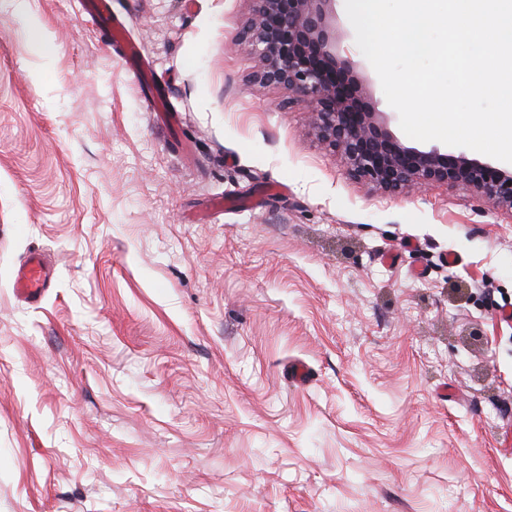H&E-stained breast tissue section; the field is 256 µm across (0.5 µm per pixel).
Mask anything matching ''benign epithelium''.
<instances>
[{
    "mask_svg": "<svg viewBox=\"0 0 512 512\" xmlns=\"http://www.w3.org/2000/svg\"><path fill=\"white\" fill-rule=\"evenodd\" d=\"M236 40L257 58L255 77L288 87L312 107L318 141L341 155L349 175L382 192L463 186L512 216V166L461 149L401 141L389 119L363 97V82L336 60V0H253Z\"/></svg>",
    "mask_w": 512,
    "mask_h": 512,
    "instance_id": "7a95c632",
    "label": "benign epithelium"
}]
</instances>
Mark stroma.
<instances>
[{"mask_svg": "<svg viewBox=\"0 0 512 512\" xmlns=\"http://www.w3.org/2000/svg\"><path fill=\"white\" fill-rule=\"evenodd\" d=\"M84 2L0 0V512H512V217L351 178L251 0ZM49 273L39 254L33 253L12 280L15 294L30 303L40 301L48 288Z\"/></svg>", "mask_w": 512, "mask_h": 512, "instance_id": "1", "label": "stroma"}]
</instances>
